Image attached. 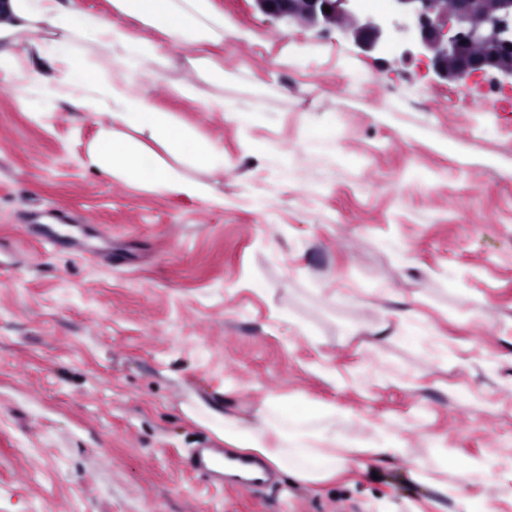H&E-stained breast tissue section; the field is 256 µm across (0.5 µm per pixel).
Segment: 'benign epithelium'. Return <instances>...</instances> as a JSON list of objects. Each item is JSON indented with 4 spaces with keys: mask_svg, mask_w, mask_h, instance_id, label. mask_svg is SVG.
<instances>
[{
    "mask_svg": "<svg viewBox=\"0 0 512 512\" xmlns=\"http://www.w3.org/2000/svg\"><path fill=\"white\" fill-rule=\"evenodd\" d=\"M266 16L307 27H335L364 52L397 51L441 79L489 74L512 91V0H388L369 14L361 0H254ZM331 12L325 13L324 7ZM403 19L392 28L393 17Z\"/></svg>",
    "mask_w": 512,
    "mask_h": 512,
    "instance_id": "1",
    "label": "benign epithelium"
}]
</instances>
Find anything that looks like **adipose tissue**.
I'll use <instances>...</instances> for the list:
<instances>
[{
    "label": "adipose tissue",
    "instance_id": "obj_1",
    "mask_svg": "<svg viewBox=\"0 0 512 512\" xmlns=\"http://www.w3.org/2000/svg\"><path fill=\"white\" fill-rule=\"evenodd\" d=\"M109 14L85 9L80 0H7L0 12V82L16 97L44 106L64 102L96 116L97 132L86 147V163L102 175L170 196L211 200L203 172L224 167L220 142L162 108L149 85L163 79L169 60L165 44L192 42L202 53L191 62L199 77L224 83V66L208 52L224 41V14L213 0H108ZM132 17L151 36L131 31ZM120 70H104L100 57ZM283 398H265L262 408L241 420L217 407L194 414L236 451L261 454L296 480L316 483L335 477L358 458L376 460L405 452L400 425L362 418L357 430L335 407L315 408L313 426L279 423ZM460 483L485 479L512 503V462L494 450L454 468Z\"/></svg>",
    "mask_w": 512,
    "mask_h": 512
}]
</instances>
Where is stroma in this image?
I'll use <instances>...</instances> for the list:
<instances>
[{
	"label": "stroma",
	"mask_w": 512,
	"mask_h": 512,
	"mask_svg": "<svg viewBox=\"0 0 512 512\" xmlns=\"http://www.w3.org/2000/svg\"><path fill=\"white\" fill-rule=\"evenodd\" d=\"M215 5L223 87L191 78L192 43L151 87L223 144L214 201L99 174L92 115L0 84V512H451L415 456H512V92ZM218 93L245 118L206 111ZM63 209L80 253L44 252L22 218ZM407 308L446 356L399 336ZM192 393L245 420L269 396L294 424L321 403L397 420L407 450L219 490L181 467L212 435Z\"/></svg>",
	"instance_id": "1"
}]
</instances>
